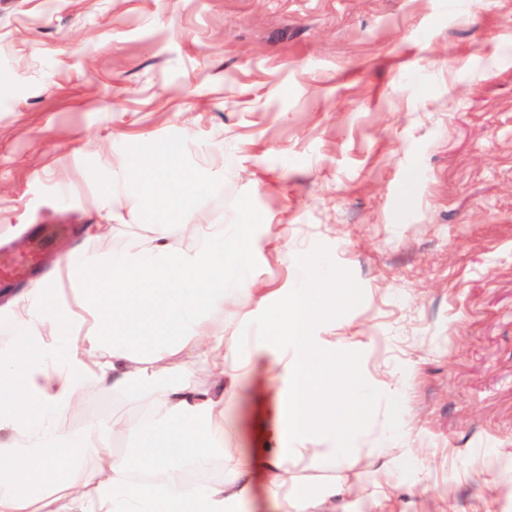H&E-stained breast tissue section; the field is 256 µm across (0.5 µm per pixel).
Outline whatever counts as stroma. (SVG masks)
I'll use <instances>...</instances> for the list:
<instances>
[{"label": "stroma", "instance_id": "obj_1", "mask_svg": "<svg viewBox=\"0 0 512 512\" xmlns=\"http://www.w3.org/2000/svg\"><path fill=\"white\" fill-rule=\"evenodd\" d=\"M148 140L203 184L183 247L190 225L252 224L263 288L322 256L356 290L323 336L357 375L408 373L401 444L377 446L375 404L336 512H366L402 447L417 466L382 512H471L488 490L512 512V0H0V250L37 224L103 260L148 247L153 208L88 178ZM257 374L227 447L259 446L278 381ZM145 414L91 386L61 426Z\"/></svg>", "mask_w": 512, "mask_h": 512}]
</instances>
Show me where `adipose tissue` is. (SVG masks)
I'll return each instance as SVG.
<instances>
[{"label": "adipose tissue", "mask_w": 512, "mask_h": 512, "mask_svg": "<svg viewBox=\"0 0 512 512\" xmlns=\"http://www.w3.org/2000/svg\"><path fill=\"white\" fill-rule=\"evenodd\" d=\"M178 146L144 142L126 169L139 200L183 215L201 190L180 171ZM123 183L102 180L106 197ZM201 249H183L169 225L153 229L150 246L101 263L85 253L67 259L74 297L47 281L30 289L25 316L0 308V512H244L254 479L278 512H325L349 487L288 479L302 463L333 470L349 461L351 442L378 401L389 410L388 438L402 439L404 381L376 386L350 370L351 354L313 333L335 320L355 292L326 260L310 255L305 276L289 289L284 310L269 307L273 290L250 272L246 224H195ZM236 247L226 251V240ZM266 309L260 332L247 326L209 331L202 316L243 301ZM53 331L45 341L44 331ZM266 356L281 384L276 413L260 427L262 446L224 445V417ZM209 363L212 386L193 387L196 361ZM146 406L137 425L98 417L62 429L78 413L89 384ZM131 434L133 452L114 454L111 435ZM221 477H210L215 462Z\"/></svg>", "instance_id": "obj_1"}]
</instances>
